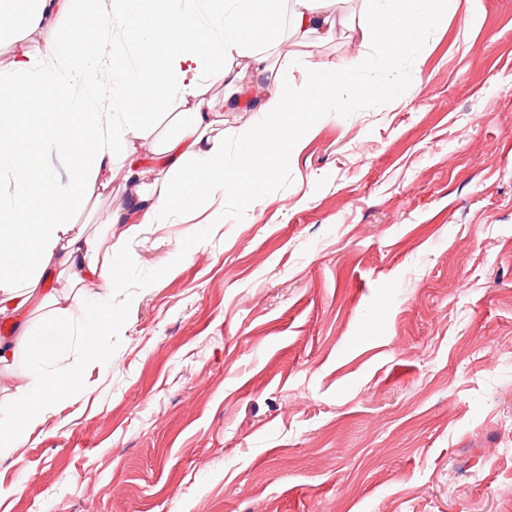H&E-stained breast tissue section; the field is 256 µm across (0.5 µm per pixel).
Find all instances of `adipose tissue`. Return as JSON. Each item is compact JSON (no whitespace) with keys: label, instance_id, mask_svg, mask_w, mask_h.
Listing matches in <instances>:
<instances>
[{"label":"adipose tissue","instance_id":"ef3b65f1","mask_svg":"<svg viewBox=\"0 0 512 512\" xmlns=\"http://www.w3.org/2000/svg\"><path fill=\"white\" fill-rule=\"evenodd\" d=\"M0 0V32L35 30L55 16H74L71 42L45 44L39 56L22 54L10 71H0V313L14 314L15 335L0 336V369L26 353L34 374L15 387L14 410L0 426V454L17 447L56 411L59 397L80 382L84 363L49 362L38 339L42 329L80 336L86 357H93L101 329L111 315L89 312L90 296L111 301L122 288L124 257L87 237L72 223V210L106 190L104 177L122 164L127 178H139L148 162L166 167L159 187L138 189L111 221L135 236L147 224L167 223L186 206L190 193L237 198L257 196L279 165L297 148L311 121L341 111L354 94L369 95L359 83L366 67L394 62L399 53L420 49L428 31L454 6L453 0H368L377 19L362 38L378 46L371 57H356L328 67L284 50L287 72L265 55L271 35L268 8H284L294 36L331 37L332 14L317 0H196L186 9L150 12L148 0H99L96 13H76L75 0ZM116 22L134 28L144 40H162L161 53L124 59L86 57L84 50L102 26ZM223 82L233 104H252L234 154L224 140L210 136L221 110L203 97V81ZM44 105L46 121L25 124L32 101ZM186 107V121L175 137L151 143L146 110L159 102ZM151 155H144L143 145ZM50 150L70 164L67 182L48 172L33 176L28 163ZM65 274L68 296L53 289L35 293L30 283L47 265Z\"/></svg>","mask_w":512,"mask_h":512}]
</instances>
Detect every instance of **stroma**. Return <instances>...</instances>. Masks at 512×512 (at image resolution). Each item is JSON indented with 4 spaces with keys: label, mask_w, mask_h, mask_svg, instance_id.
I'll list each match as a JSON object with an SVG mask.
<instances>
[{
    "label": "stroma",
    "mask_w": 512,
    "mask_h": 512,
    "mask_svg": "<svg viewBox=\"0 0 512 512\" xmlns=\"http://www.w3.org/2000/svg\"><path fill=\"white\" fill-rule=\"evenodd\" d=\"M457 2L260 202L113 227L101 362L0 457V512H512V0ZM323 7L335 36L300 50L338 63L365 7ZM69 34L0 37V71ZM94 49L163 46L108 25ZM126 194L73 218L98 234Z\"/></svg>",
    "instance_id": "35a3bbf8"
}]
</instances>
